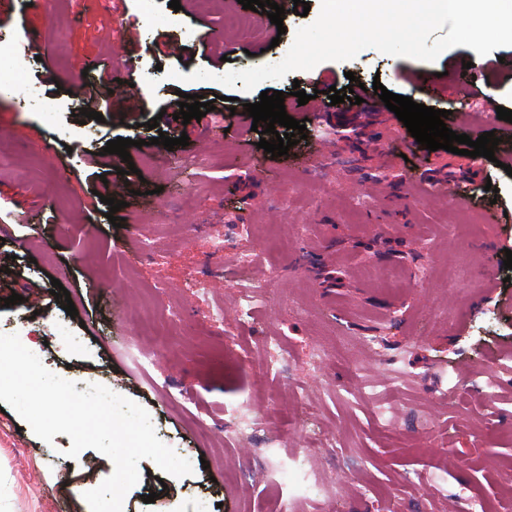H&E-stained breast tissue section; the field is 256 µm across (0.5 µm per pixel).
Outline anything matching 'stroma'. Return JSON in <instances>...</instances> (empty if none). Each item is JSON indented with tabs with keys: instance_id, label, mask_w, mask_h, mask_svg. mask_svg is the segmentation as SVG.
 <instances>
[{
	"instance_id": "1",
	"label": "stroma",
	"mask_w": 512,
	"mask_h": 512,
	"mask_svg": "<svg viewBox=\"0 0 512 512\" xmlns=\"http://www.w3.org/2000/svg\"><path fill=\"white\" fill-rule=\"evenodd\" d=\"M169 2L48 0L28 11L0 0V64L22 76L0 81V148L13 161L0 170V264L44 289L39 301L7 307L13 285L0 282V333L22 336L49 371L143 406L157 437L191 462L192 474L175 478L141 460L122 512H466L454 497L462 487L512 512V275L503 266L512 123L494 115L512 110V46L481 57L457 46L432 62L367 48L247 93L218 76L244 69L251 52L281 62L321 0H308L304 17L293 0H276L279 26L255 12L263 34L248 42L224 23L242 13L238 0H180L177 11ZM34 29L58 43L55 57L24 52ZM164 40L178 54L158 50ZM124 49L134 66L115 70ZM89 59L98 67L87 72ZM103 69L116 76L111 107L79 124L82 105L69 91L100 93ZM197 70L209 79L192 80ZM350 72L365 99L378 80L448 110L456 133L494 132V160L427 150L393 112L331 104L330 87L346 86ZM439 73L444 95L428 89ZM267 89L284 92L287 114L306 122L305 139L277 158L259 148L251 120L230 112L231 98L255 103ZM180 92L223 97V112L175 120L167 106ZM131 95L144 111L120 112ZM154 119L188 146L152 144ZM119 137L134 139L144 181L117 228L98 192L117 180L102 149ZM384 145L396 165L380 162ZM444 180L463 193L442 204L431 187ZM217 237L228 241L220 254ZM242 250L256 255L247 273ZM449 257L460 270L450 280L441 273ZM251 278L273 286L243 319ZM56 280L77 316L51 295ZM147 302L177 314L163 336L125 319ZM61 325L82 336L81 349L57 339ZM270 337L287 368L272 363ZM244 354L249 367L233 370L228 358ZM270 399L283 422L267 437L289 463L278 474L250 439L231 434ZM383 404L394 408L388 433L377 419ZM322 434L334 447L310 452ZM70 446L65 434L42 441L0 401V512H89L84 492L114 466L91 448L66 457Z\"/></svg>"
}]
</instances>
